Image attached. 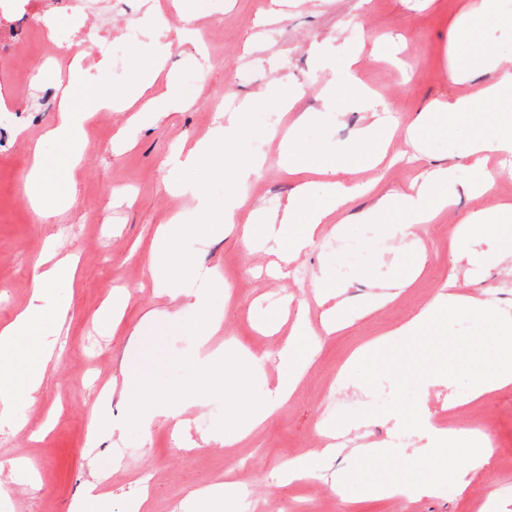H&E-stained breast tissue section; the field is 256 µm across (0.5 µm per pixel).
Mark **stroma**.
Segmentation results:
<instances>
[{
    "label": "stroma",
    "instance_id": "stroma-1",
    "mask_svg": "<svg viewBox=\"0 0 512 512\" xmlns=\"http://www.w3.org/2000/svg\"><path fill=\"white\" fill-rule=\"evenodd\" d=\"M141 2L36 0L35 22L27 16V0L0 12V95L7 100L6 109H0V327L26 305L31 271L47 243L78 259L64 324L50 319L42 329L43 338L60 347V355L45 365L33 397L0 405V512H70L92 481L111 500L112 512H131V503L142 497L148 512H185L193 489L225 483L245 460L253 465V479L239 485V512H264L273 503L288 512H472L478 500L484 503L482 512H512V386L453 415L448 401L461 397L458 385L418 392V403L440 422L481 429L493 441L488 468L460 482L439 484L431 495L393 499L356 479L365 466L393 480L426 479L455 469L450 456L429 461L420 433L402 431L392 413L366 418L346 433L347 448L331 461L324 478L280 486L273 476L280 465L320 448L322 425L390 399L391 379L374 389H356L338 381L337 374L358 345L410 320L449 277L458 279L463 293L490 300L512 316V259L489 260L497 245L493 233L469 239L458 235L460 216L512 204V180L497 182L483 196L462 191L478 176L465 143L492 126L496 109L475 113L449 131L436 124L421 129L415 148L405 131L433 99L462 96L498 79V70L490 68L463 83L448 78L454 59L450 40L472 0H287L272 18L257 15L265 0H203L196 23L207 40L203 53L180 43V20L170 15L167 68L195 95L193 106L147 123L132 121L123 110L98 113L84 127V159L67 173L73 196L52 223H40L26 193L28 146L42 142L47 158L63 165L64 147L44 138L57 122L53 66L61 58L59 48L81 50L73 33L75 17H82L112 42L111 56L84 65V89L104 84L126 90L136 50L148 37L132 24ZM499 7L501 20L483 22L479 38L481 44L500 48L502 65L512 67V24L507 21L512 0H500ZM354 49L360 52L361 85L399 116L402 127L382 164L351 176L372 183V193L353 198L329 216L314 244L290 264L288 277H270L265 269L272 254L262 245L245 250L238 228L252 223L254 207L280 209L302 181V174L283 169L279 156V135L296 112L311 114L298 132L304 148L329 153L354 148L367 115L336 77L337 63ZM283 75L289 82L282 93L298 99L292 113L276 110L261 97ZM245 101L250 107L238 143L226 148L224 168L232 170L245 151L261 153L265 164L242 188L247 202L235 213L234 229L210 231L198 222L194 194L200 190L223 201L225 178H203L183 159L213 134L220 119H233ZM436 165L448 169L440 191L451 201L439 221L419 225L407 241L391 238L384 225L369 221L367 213L378 196L408 191L421 172ZM175 219L184 225L175 235L177 254L205 274H176L172 280L194 291L212 289L210 313L220 319L221 328L211 348L232 343L265 360L261 374L246 387V398L260 399L274 384L276 353L297 316H305L317 331L313 364L288 402L235 443L229 440L236 429L231 406L220 391L187 407L190 434L198 442L194 448L176 443L167 423L144 431L128 410L140 365L133 361L129 339L145 314H178L143 357L157 383L185 390L202 356L198 314L171 300L165 285L152 276L158 262L156 231ZM419 252L424 261L413 283L393 300L373 306L380 286L402 280L406 264ZM324 271L332 287L342 289L348 313L344 328L332 334L321 330L324 287L318 277ZM217 282L222 285L218 291L213 288ZM116 288L128 292V304L103 334L98 315ZM106 387L113 390L108 404L119 430L94 440L89 424ZM361 444L379 446V457L362 462L352 452ZM17 459L22 470L10 471ZM340 471L351 475L341 488L336 485Z\"/></svg>",
    "mask_w": 512,
    "mask_h": 512
}]
</instances>
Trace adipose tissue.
<instances>
[{"label": "adipose tissue", "mask_w": 512, "mask_h": 512, "mask_svg": "<svg viewBox=\"0 0 512 512\" xmlns=\"http://www.w3.org/2000/svg\"><path fill=\"white\" fill-rule=\"evenodd\" d=\"M169 58V46L153 40L142 46L140 59L136 62L132 83L128 90L117 93L106 88L95 90L89 100L76 98V89L82 81L80 59H73L67 77L56 84L58 121L51 128L48 138L63 143L73 163H80L87 144L83 136L85 123L97 112L135 109V118L150 121L166 115L172 107L187 108L191 99L186 95L175 75H168L163 91H154L153 86ZM512 89V70H503L498 80L477 89L464 97L434 99L417 118L424 125L449 115L456 122H466L474 112L480 111L485 102L497 101L506 89ZM370 118L360 129L354 150L340 154H327L318 150L308 154L309 181L298 185L281 213L274 217L258 215L255 222L245 225L241 239L246 249H253L256 242H279L277 259L272 269L276 275H285L288 266L306 250L318 236L328 215L343 206L358 194L357 186L342 181V174L359 169L362 165L379 164L384 156L386 144L398 128V121L386 113L383 104L364 98L362 101ZM468 153L475 165H482L488 156H496L498 167L493 176L466 185L470 194H485L493 190L496 181L512 179V117L498 124L492 136H477L470 140ZM261 166L258 157L243 155L232 174L228 195L222 204H215L205 194H197L196 211L200 220L208 224L223 225L233 221V214L245 202L240 189ZM448 179V171L442 167L430 169L424 181L412 192L388 195L381 198L371 211L379 223L387 225L393 237L406 240L414 235V227L437 219L444 210V203L433 200L436 185ZM30 189L29 202L39 221L49 222L55 211L52 199L64 195L66 187L51 174L46 166L41 145L33 147V161L27 175ZM76 268L69 255H59L55 244H48L42 260L34 267L32 291L27 306L14 321L0 328V379L10 383L11 397L35 392L40 383L42 367L52 358L53 352L40 339L45 320L44 301L47 293L57 295L56 321H63L69 310V297L58 292L57 287L71 279ZM172 299L201 314L198 327V346L204 355L190 386L194 399H201L214 389H224L235 400L234 410L240 423L241 435H248L266 419L275 414L288 400L312 360L308 327L297 321L293 334L277 352L279 375L266 398L259 401H241L237 395L247 379L259 374L261 366L256 358L243 354L236 356L235 369H227L226 352L210 349L212 336L221 327L220 320L209 315V296L205 293H189L181 288L171 289ZM489 302L462 293L456 280H448L442 291L430 305L411 320L396 329L406 346L419 343L438 317L446 312L458 315L475 314L488 307ZM138 402L134 412L144 430H151L157 421L173 423L175 430L187 427L181 406L175 404L166 389L153 385L147 377H140L136 389ZM416 425L428 442L427 455H452L456 460V476L483 470L493 453V443L488 434L477 428L447 429L439 427L429 409H421L415 417Z\"/></svg>", "instance_id": "ef3b65f1"}]
</instances>
